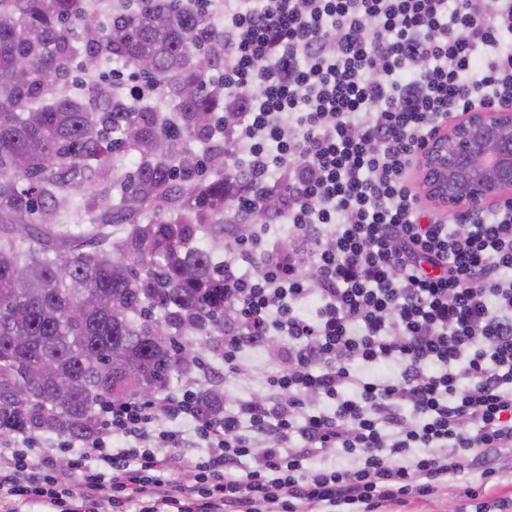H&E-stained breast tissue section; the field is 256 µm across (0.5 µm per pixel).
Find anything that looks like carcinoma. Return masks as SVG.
<instances>
[{
    "instance_id": "obj_1",
    "label": "carcinoma",
    "mask_w": 512,
    "mask_h": 512,
    "mask_svg": "<svg viewBox=\"0 0 512 512\" xmlns=\"http://www.w3.org/2000/svg\"><path fill=\"white\" fill-rule=\"evenodd\" d=\"M77 58L135 66L173 110L66 93ZM223 67L185 0H0V429L82 440L100 401L192 372L179 337L224 335L215 249L244 165L216 138L242 106Z\"/></svg>"
}]
</instances>
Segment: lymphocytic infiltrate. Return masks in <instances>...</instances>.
Listing matches in <instances>:
<instances>
[{"label":"lymphocytic infiltrate","instance_id":"1","mask_svg":"<svg viewBox=\"0 0 512 512\" xmlns=\"http://www.w3.org/2000/svg\"><path fill=\"white\" fill-rule=\"evenodd\" d=\"M198 7L223 21L225 93L248 100L235 212H266L224 257V371L274 336L285 367L216 413L199 388L106 402L68 474L72 440L1 434L0 512H383L451 486L512 512V208L450 225L410 176L448 120L512 108V0Z\"/></svg>","mask_w":512,"mask_h":512}]
</instances>
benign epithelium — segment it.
I'll list each match as a JSON object with an SVG mask.
<instances>
[{"label": "benign epithelium", "mask_w": 512, "mask_h": 512, "mask_svg": "<svg viewBox=\"0 0 512 512\" xmlns=\"http://www.w3.org/2000/svg\"><path fill=\"white\" fill-rule=\"evenodd\" d=\"M424 162L423 186L440 211L512 205V112L469 110L429 141Z\"/></svg>", "instance_id": "7a95c632"}]
</instances>
